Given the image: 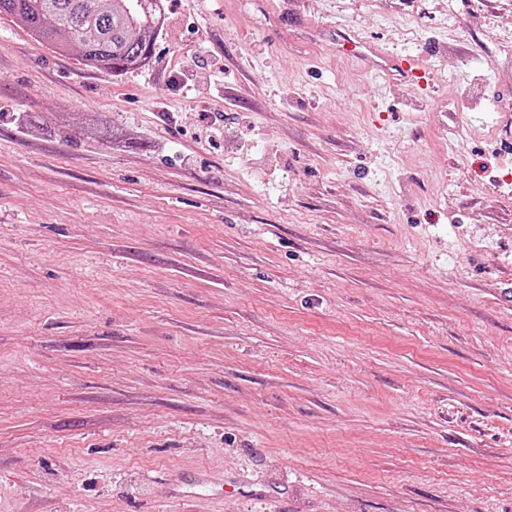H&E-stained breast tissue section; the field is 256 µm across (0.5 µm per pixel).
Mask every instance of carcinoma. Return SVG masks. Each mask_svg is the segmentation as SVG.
I'll return each instance as SVG.
<instances>
[{
    "label": "carcinoma",
    "instance_id": "carcinoma-1",
    "mask_svg": "<svg viewBox=\"0 0 512 512\" xmlns=\"http://www.w3.org/2000/svg\"><path fill=\"white\" fill-rule=\"evenodd\" d=\"M162 0H0V20L114 75L145 66L162 26Z\"/></svg>",
    "mask_w": 512,
    "mask_h": 512
}]
</instances>
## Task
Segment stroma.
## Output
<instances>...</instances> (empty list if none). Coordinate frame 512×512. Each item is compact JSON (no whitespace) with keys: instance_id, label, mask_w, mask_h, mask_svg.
Masks as SVG:
<instances>
[{"instance_id":"35a3bbf8","label":"stroma","mask_w":512,"mask_h":512,"mask_svg":"<svg viewBox=\"0 0 512 512\" xmlns=\"http://www.w3.org/2000/svg\"><path fill=\"white\" fill-rule=\"evenodd\" d=\"M163 7L0 21V512H512V0ZM162 0H0V20L115 75L145 66L162 26ZM341 42H343L341 44ZM345 43H352L360 48V54L368 57L371 61L372 69L375 75L382 77L388 75H399L410 79L415 84H420V80L424 76L419 75L417 72H424L420 67L419 62L410 58L409 60L402 56H393L387 53H382L376 50L373 44L366 40H357L356 42L350 39L343 38L340 45L344 47Z\"/></svg>"}]
</instances>
